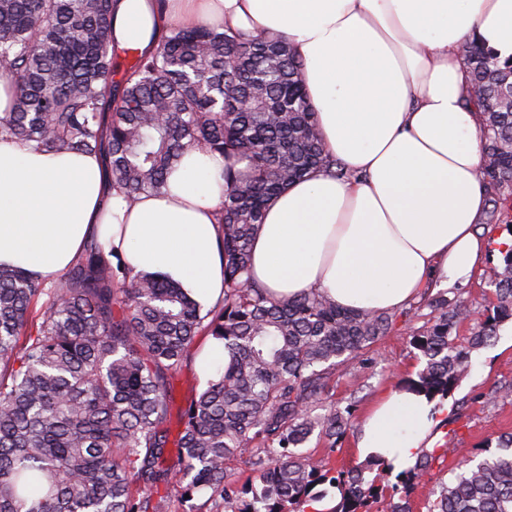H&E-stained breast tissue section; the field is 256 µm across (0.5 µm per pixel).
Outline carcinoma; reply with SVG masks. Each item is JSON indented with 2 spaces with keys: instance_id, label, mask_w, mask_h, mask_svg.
Returning <instances> with one entry per match:
<instances>
[{
  "instance_id": "cac0c4a2",
  "label": "carcinoma",
  "mask_w": 512,
  "mask_h": 512,
  "mask_svg": "<svg viewBox=\"0 0 512 512\" xmlns=\"http://www.w3.org/2000/svg\"><path fill=\"white\" fill-rule=\"evenodd\" d=\"M109 15L110 0H0V78L17 85L0 133L99 153L129 199L161 192L188 151L221 154L224 298L203 313L165 276L105 263L94 238L59 280L0 267V512H168L174 492L218 497L222 512H306L325 485L340 493L330 512H374L410 496L429 452L395 476L371 463L367 482L301 451L314 434L347 433L351 408L328 401L332 371L368 368L396 315L345 310L314 290L274 298L249 273L274 198L317 170L349 177L323 153L303 61L283 39L186 25L119 73ZM464 53L484 180L512 195V58L474 41ZM501 255L473 348L512 319V246ZM424 303L429 319L410 339L424 363L408 383L444 398L471 366L453 338L469 310L446 291ZM200 334L223 341L229 360L173 434L170 377ZM233 458L251 466L243 484ZM434 496L429 512H512V434L477 464L465 458Z\"/></svg>"
}]
</instances>
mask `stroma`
Segmentation results:
<instances>
[{
  "instance_id": "1",
  "label": "stroma",
  "mask_w": 512,
  "mask_h": 512,
  "mask_svg": "<svg viewBox=\"0 0 512 512\" xmlns=\"http://www.w3.org/2000/svg\"><path fill=\"white\" fill-rule=\"evenodd\" d=\"M423 323V317L417 315L398 317L393 328L381 337L369 369L337 366L331 381L332 400L339 406L351 407L352 428L334 445L325 439L310 438L307 452L328 458L339 467L358 465L355 428L381 390L399 387L415 377L420 363L409 341L412 331ZM171 382L168 426L174 430L179 411L206 387L207 381L197 372L192 355L187 354ZM449 401L458 413L453 424L455 432L450 435L445 427H438L436 458L409 497L411 512H427L432 491L451 478L466 452L496 448L500 436L512 432V323H501L493 346L472 352L471 369L460 379Z\"/></svg>"
}]
</instances>
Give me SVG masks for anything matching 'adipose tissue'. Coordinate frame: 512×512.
<instances>
[{
	"mask_svg": "<svg viewBox=\"0 0 512 512\" xmlns=\"http://www.w3.org/2000/svg\"><path fill=\"white\" fill-rule=\"evenodd\" d=\"M116 53L153 51L188 23L285 38L307 68L326 153L320 171L270 204L251 242V274L276 296L308 289L352 311L393 312L435 285L466 284L489 250L478 115L461 51L476 41L512 57V0H112ZM224 158L195 150L168 191L126 199L93 152H44L0 134V267L54 279L85 243L105 260L160 273L203 309L224 295L219 211ZM448 407L407 390L363 419L360 460L394 472L431 448Z\"/></svg>",
	"mask_w": 512,
	"mask_h": 512,
	"instance_id": "obj_1",
	"label": "adipose tissue"
}]
</instances>
